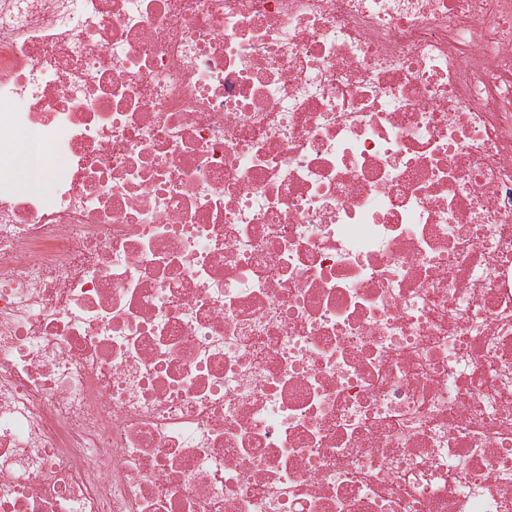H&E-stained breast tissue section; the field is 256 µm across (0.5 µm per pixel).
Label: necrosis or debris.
<instances>
[{"label":"necrosis or debris","mask_w":512,"mask_h":512,"mask_svg":"<svg viewBox=\"0 0 512 512\" xmlns=\"http://www.w3.org/2000/svg\"><path fill=\"white\" fill-rule=\"evenodd\" d=\"M0 512H512V0H0Z\"/></svg>","instance_id":"necrosis-or-debris-1"}]
</instances>
